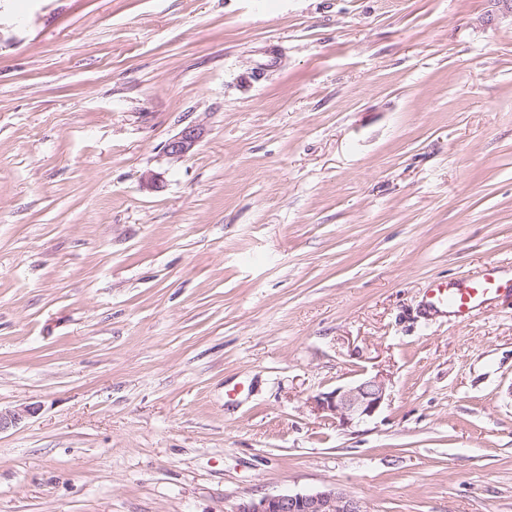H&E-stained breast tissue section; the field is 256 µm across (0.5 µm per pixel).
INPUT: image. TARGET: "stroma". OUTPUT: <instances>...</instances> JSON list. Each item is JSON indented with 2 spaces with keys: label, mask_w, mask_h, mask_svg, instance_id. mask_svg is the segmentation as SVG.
Segmentation results:
<instances>
[{
  "label": "stroma",
  "mask_w": 512,
  "mask_h": 512,
  "mask_svg": "<svg viewBox=\"0 0 512 512\" xmlns=\"http://www.w3.org/2000/svg\"><path fill=\"white\" fill-rule=\"evenodd\" d=\"M491 263L493 0H0V512H512V298L422 311ZM201 137L202 129L188 126L165 144L164 151L169 158L180 160L193 151ZM385 396V383L373 377L323 393L316 399V405L318 410L338 419L342 426H351L374 416ZM40 405L31 403L14 409L2 411L0 408V433L4 430L17 427L26 419L38 414ZM234 512H366L361 500L336 487L308 493H283L250 498L238 503Z\"/></svg>",
  "instance_id": "35a3bbf8"
}]
</instances>
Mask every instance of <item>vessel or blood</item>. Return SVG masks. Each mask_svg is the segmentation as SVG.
Instances as JSON below:
<instances>
[{"label": "vessel or blood", "instance_id": "b4317fda", "mask_svg": "<svg viewBox=\"0 0 512 512\" xmlns=\"http://www.w3.org/2000/svg\"><path fill=\"white\" fill-rule=\"evenodd\" d=\"M510 292L512 284L503 281L498 268L491 265L473 279L432 285L424 310L430 315L448 313L465 322L480 315L486 301Z\"/></svg>", "mask_w": 512, "mask_h": 512}]
</instances>
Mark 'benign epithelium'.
Instances as JSON below:
<instances>
[{
	"label": "benign epithelium",
	"mask_w": 512,
	"mask_h": 512,
	"mask_svg": "<svg viewBox=\"0 0 512 512\" xmlns=\"http://www.w3.org/2000/svg\"><path fill=\"white\" fill-rule=\"evenodd\" d=\"M202 137V129L188 126L164 146L166 155L180 160L193 151ZM385 383L377 377L339 387L316 399L317 408L351 426L374 416L385 400ZM40 405L31 403L14 409L0 410V432L16 427L38 414ZM234 512H365L361 500L336 487H325L308 493H283L251 498L238 503Z\"/></svg>",
	"instance_id": "obj_1"
}]
</instances>
